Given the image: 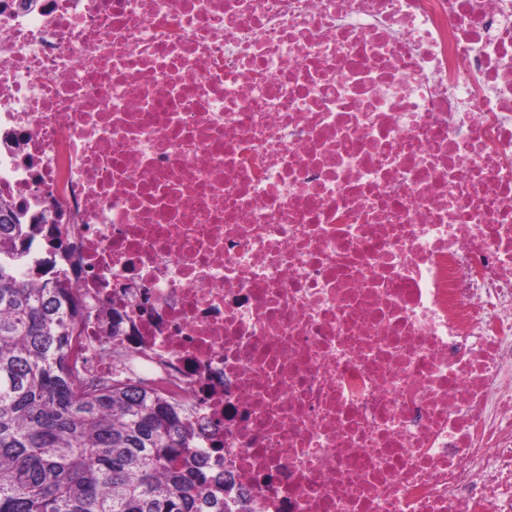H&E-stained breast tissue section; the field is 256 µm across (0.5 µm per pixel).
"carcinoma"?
<instances>
[{
    "instance_id": "1",
    "label": "carcinoma",
    "mask_w": 512,
    "mask_h": 512,
    "mask_svg": "<svg viewBox=\"0 0 512 512\" xmlns=\"http://www.w3.org/2000/svg\"><path fill=\"white\" fill-rule=\"evenodd\" d=\"M36 230L0 197V512H232L172 397L88 373L76 298L22 275Z\"/></svg>"
}]
</instances>
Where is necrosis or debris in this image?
<instances>
[{"label":"necrosis or debris","mask_w":512,"mask_h":512,"mask_svg":"<svg viewBox=\"0 0 512 512\" xmlns=\"http://www.w3.org/2000/svg\"><path fill=\"white\" fill-rule=\"evenodd\" d=\"M0 196L251 512H512V0H0Z\"/></svg>","instance_id":"obj_1"}]
</instances>
